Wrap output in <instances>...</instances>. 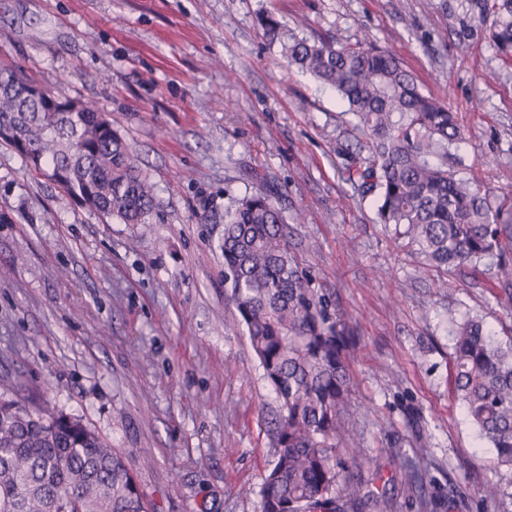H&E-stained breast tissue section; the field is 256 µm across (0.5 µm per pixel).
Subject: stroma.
Returning a JSON list of instances; mask_svg holds the SVG:
<instances>
[{
	"instance_id": "obj_1",
	"label": "stroma",
	"mask_w": 512,
	"mask_h": 512,
	"mask_svg": "<svg viewBox=\"0 0 512 512\" xmlns=\"http://www.w3.org/2000/svg\"><path fill=\"white\" fill-rule=\"evenodd\" d=\"M475 0H0V62L92 104L153 184L146 224L82 207L0 145V394L81 418L123 453L155 512H262L276 396L224 279V209L272 191L312 288L349 330L356 403L338 444L392 512L426 467L448 512H499L512 471L449 390L454 322L512 327V302L405 254L341 170L356 145L335 91L287 65L260 11L309 38L368 39L457 112L465 177L512 212V63Z\"/></svg>"
}]
</instances>
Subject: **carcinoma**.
Masks as SVG:
<instances>
[{
	"instance_id": "obj_1",
	"label": "carcinoma",
	"mask_w": 512,
	"mask_h": 512,
	"mask_svg": "<svg viewBox=\"0 0 512 512\" xmlns=\"http://www.w3.org/2000/svg\"><path fill=\"white\" fill-rule=\"evenodd\" d=\"M490 45L512 60V0L481 4ZM288 65L332 87L366 138L367 156L347 160L345 180L376 196L377 217L394 240L440 274L476 276L488 260L497 287L512 299V219L489 195L448 169L463 166L452 149L463 133L456 113L423 91L392 53L364 40L299 37L270 14L258 16ZM32 80L0 67V126L18 129L30 169L60 170L73 199L93 196L99 214L145 224L153 186L134 165L104 113L80 105L50 112L27 94ZM287 218L265 194L224 209V275L237 321L279 402L275 460L261 486L263 512H390V497L356 480L338 459L351 437L352 338L309 287L288 246ZM450 390L466 417L512 469V335L495 338L475 315L456 325ZM401 482L421 489L412 463ZM0 512H150L124 456L80 419L32 410L0 396Z\"/></svg>"
}]
</instances>
